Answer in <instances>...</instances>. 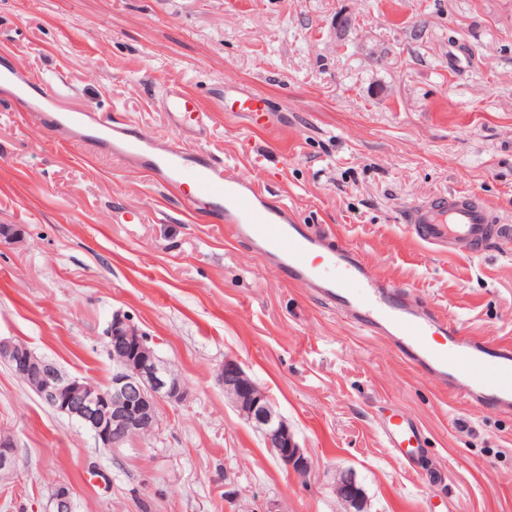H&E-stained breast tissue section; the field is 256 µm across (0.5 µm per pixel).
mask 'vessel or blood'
Returning <instances> with one entry per match:
<instances>
[{
  "mask_svg": "<svg viewBox=\"0 0 512 512\" xmlns=\"http://www.w3.org/2000/svg\"><path fill=\"white\" fill-rule=\"evenodd\" d=\"M168 114L187 122L195 100L180 88L166 93ZM138 154L160 181L188 184L195 191L194 208L220 206L231 234L252 241L260 256L276 261L292 281H305L320 299L352 323L390 339L419 373L442 380L455 394L512 413V344L490 345L465 334L456 321L425 314L403 304L391 282L377 278L350 246L330 245L321 234L297 223L286 204L268 205L253 184L224 174V161L202 150L187 156L174 146L163 155L148 143L129 140L113 147L116 158ZM423 242L448 253L478 252L496 239L512 235L493 210L469 196H450L418 204L404 216ZM320 255L321 266L310 263ZM386 446L398 459L418 439L417 429L403 418L390 420Z\"/></svg>",
  "mask_w": 512,
  "mask_h": 512,
  "instance_id": "1",
  "label": "vessel or blood"
}]
</instances>
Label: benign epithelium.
<instances>
[{"mask_svg":"<svg viewBox=\"0 0 512 512\" xmlns=\"http://www.w3.org/2000/svg\"><path fill=\"white\" fill-rule=\"evenodd\" d=\"M112 378L106 387L73 376L55 362L36 354L25 344L0 338V362L27 378L37 397L59 414L76 422L94 440L95 447L117 451L158 430V407L179 405L187 392L182 378L171 370L129 319L115 314L108 325ZM217 379L239 416L262 437L276 459L294 474L307 477L312 462L300 447L295 432L276 411L266 392L237 360L224 359ZM17 448L14 437L0 432V475L14 473ZM336 496L346 512H366L368 500L353 473L336 480ZM48 512H73V492L56 484L49 496Z\"/></svg>","mask_w":512,"mask_h":512,"instance_id":"obj_1","label":"benign epithelium"}]
</instances>
